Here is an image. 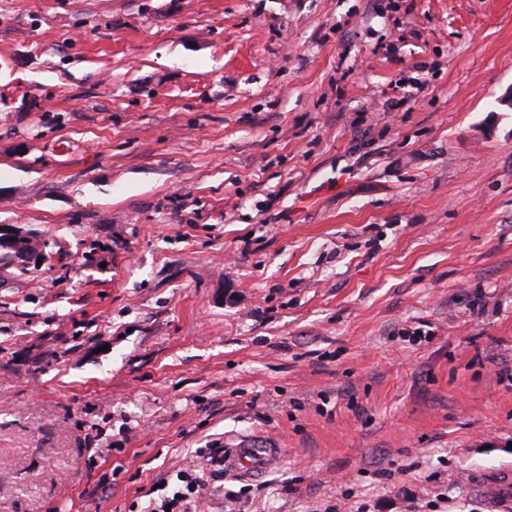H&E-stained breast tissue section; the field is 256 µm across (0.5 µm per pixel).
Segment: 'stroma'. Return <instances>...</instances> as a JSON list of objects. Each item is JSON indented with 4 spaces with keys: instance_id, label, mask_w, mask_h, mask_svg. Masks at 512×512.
<instances>
[{
    "instance_id": "1",
    "label": "stroma",
    "mask_w": 512,
    "mask_h": 512,
    "mask_svg": "<svg viewBox=\"0 0 512 512\" xmlns=\"http://www.w3.org/2000/svg\"><path fill=\"white\" fill-rule=\"evenodd\" d=\"M512 0H0V512H512ZM34 228L18 224H0V253L9 257L12 267L22 274L31 272L45 263L46 250L50 245ZM41 259L40 265L37 260ZM197 452L200 460L189 461L184 469L176 471V482L162 479L143 497L147 502L138 512H191L190 506L200 496L209 480L224 478V470L258 473L268 469L278 458V448L246 441L239 448H206ZM156 494V495H155ZM477 495L489 504L501 502L510 503L512 500V473L505 471L492 479L479 481L476 484Z\"/></svg>"
}]
</instances>
